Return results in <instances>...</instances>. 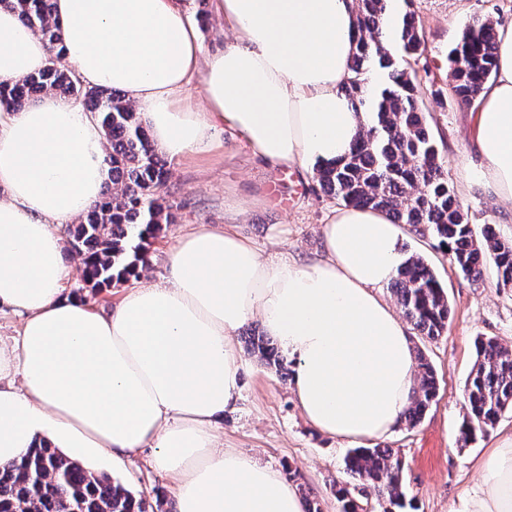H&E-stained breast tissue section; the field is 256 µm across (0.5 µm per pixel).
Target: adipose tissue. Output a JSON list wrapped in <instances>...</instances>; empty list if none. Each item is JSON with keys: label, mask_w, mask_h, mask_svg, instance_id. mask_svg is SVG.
I'll return each mask as SVG.
<instances>
[{"label": "adipose tissue", "mask_w": 512, "mask_h": 512, "mask_svg": "<svg viewBox=\"0 0 512 512\" xmlns=\"http://www.w3.org/2000/svg\"><path fill=\"white\" fill-rule=\"evenodd\" d=\"M230 43L204 48L189 0H54L65 60L84 84L123 92L170 160L204 153L223 127L277 167L344 155L367 123L342 91L353 0H213ZM496 79L482 94L474 181L512 200V22L497 26ZM46 42L0 5V82L44 69ZM200 88L202 108L188 91ZM96 118L47 93L0 116V308L22 318L0 340V465L45 440L118 467L148 452L177 512H305L278 471L224 446L258 320L292 364V393L319 434L389 436L418 386L408 330L381 290L404 260V225L335 208L316 259H265L231 226L179 233L159 283L115 307L67 296L60 226L100 197L107 164ZM451 512H512V436L477 464Z\"/></svg>", "instance_id": "obj_1"}]
</instances>
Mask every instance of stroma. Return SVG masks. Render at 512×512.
Returning a JSON list of instances; mask_svg holds the SVG:
<instances>
[{
    "instance_id": "1",
    "label": "stroma",
    "mask_w": 512,
    "mask_h": 512,
    "mask_svg": "<svg viewBox=\"0 0 512 512\" xmlns=\"http://www.w3.org/2000/svg\"><path fill=\"white\" fill-rule=\"evenodd\" d=\"M414 9L425 50L411 66L421 82L422 107L433 136L448 161V178L474 230L492 224L501 235L512 237V220L507 217L512 204L464 178L465 168L478 162L473 144L477 108L457 102L448 63L449 49L473 20H512V0H414ZM216 139L209 152L169 163L163 198L176 221L149 239L144 280L159 282L166 277L175 234L198 224L236 223L268 258L322 253V226L338 200L321 190L309 171L275 168L255 157L237 131L224 129ZM238 204L246 208L239 219L233 214ZM403 250L422 255L433 267L452 315L447 331L437 339L412 335L414 348L422 350L437 371L439 393L417 425L402 424L385 443L400 452L406 498L415 512H448L459 492L478 480V457L512 435L510 411L475 441L465 446L457 442L476 339L491 337L512 345V288L498 287L491 264L482 281L471 282L451 265L433 237L408 233ZM290 385V369L279 371L246 358L240 397L234 410L218 422L217 432L225 447L257 455L279 472H295L292 485L302 496L316 500L321 512H338L334 487L350 480L344 469L350 444L314 431L301 417ZM111 476L148 499L165 501L170 496L169 478L149 466L146 454L126 460Z\"/></svg>"
}]
</instances>
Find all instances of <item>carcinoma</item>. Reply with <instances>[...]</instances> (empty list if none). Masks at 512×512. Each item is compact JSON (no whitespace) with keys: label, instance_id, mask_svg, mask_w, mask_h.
I'll use <instances>...</instances> for the list:
<instances>
[{"label":"carcinoma","instance_id":"carcinoma-1","mask_svg":"<svg viewBox=\"0 0 512 512\" xmlns=\"http://www.w3.org/2000/svg\"><path fill=\"white\" fill-rule=\"evenodd\" d=\"M2 3L49 44L51 58L34 75L0 82V108L14 112L55 92L92 113L104 132L109 164L105 191L78 223L66 228L71 250L81 260L83 281L100 291L137 277L148 264L144 243L162 225L174 222L160 195L169 179L166 162L129 100L115 90L84 85L64 62L63 29L53 15V0ZM387 6L388 0H355L353 76L344 91L356 111L370 113L371 123L347 155L316 169L317 182L346 206L379 210L398 224L436 238L456 269L473 282L481 279L484 260L492 258L498 287L512 288V239L492 224L484 225L481 238H476L430 134L416 73L405 66L424 46L415 12L408 8L398 16L393 38L401 50L397 59L387 51L383 36ZM496 44L494 24L478 20L450 50L452 91L458 102L468 105L481 94L495 70ZM371 69L383 72L377 88L366 82ZM391 289L420 335L435 339L447 330L448 298L422 256L411 255L398 267ZM245 350L270 367L283 368L278 348L262 336L252 337ZM475 351L465 385L468 418L460 435L465 444L512 411V347L481 338ZM417 368L418 389L405 416L412 424L438 395L436 372L421 352ZM344 469L358 484L336 489L340 512H358L359 506L368 505L366 488L387 504L384 512L404 507L403 461L397 450L352 448L344 457ZM31 507L37 512H154L143 496L47 441L29 449L20 462L0 466V512H26Z\"/></svg>","mask_w":512,"mask_h":512}]
</instances>
